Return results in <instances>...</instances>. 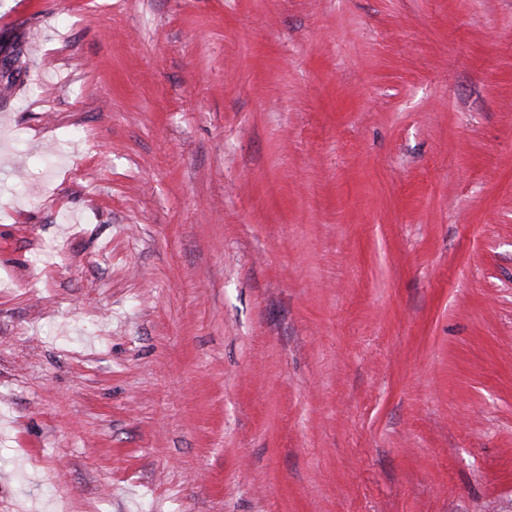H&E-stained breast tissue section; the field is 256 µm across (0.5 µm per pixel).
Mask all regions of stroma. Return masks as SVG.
I'll use <instances>...</instances> for the list:
<instances>
[{
    "label": "stroma",
    "mask_w": 512,
    "mask_h": 512,
    "mask_svg": "<svg viewBox=\"0 0 512 512\" xmlns=\"http://www.w3.org/2000/svg\"><path fill=\"white\" fill-rule=\"evenodd\" d=\"M0 512H512V0H0ZM23 55L22 49L15 47L10 55L1 60V85L3 92H8L17 81V75L21 74L22 67L19 65Z\"/></svg>",
    "instance_id": "35a3bbf8"
}]
</instances>
